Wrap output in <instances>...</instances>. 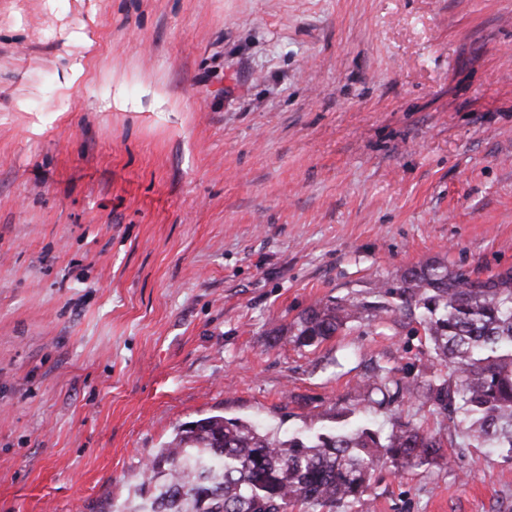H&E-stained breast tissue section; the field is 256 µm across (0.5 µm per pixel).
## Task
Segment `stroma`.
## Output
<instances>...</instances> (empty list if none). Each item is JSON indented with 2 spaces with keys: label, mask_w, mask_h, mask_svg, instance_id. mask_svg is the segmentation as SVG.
Instances as JSON below:
<instances>
[{
  "label": "stroma",
  "mask_w": 512,
  "mask_h": 512,
  "mask_svg": "<svg viewBox=\"0 0 512 512\" xmlns=\"http://www.w3.org/2000/svg\"><path fill=\"white\" fill-rule=\"evenodd\" d=\"M442 257L512 267V0H0V512L121 505L189 420L320 430L424 337L289 325ZM448 454L370 512H512Z\"/></svg>",
  "instance_id": "35a3bbf8"
}]
</instances>
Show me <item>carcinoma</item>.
<instances>
[{
  "instance_id": "cac0c4a2",
  "label": "carcinoma",
  "mask_w": 512,
  "mask_h": 512,
  "mask_svg": "<svg viewBox=\"0 0 512 512\" xmlns=\"http://www.w3.org/2000/svg\"><path fill=\"white\" fill-rule=\"evenodd\" d=\"M397 315L423 331L424 370L378 367L359 399L330 408L335 425L312 435L282 440L222 415L185 422L149 460L135 497L108 512H336L365 504L379 467L419 469L448 446L490 448L512 462V268L482 279L444 258L425 262L377 280L367 297L309 308L290 332L312 347ZM410 400L440 415L436 429L399 417L388 434L344 424L370 404Z\"/></svg>"
}]
</instances>
